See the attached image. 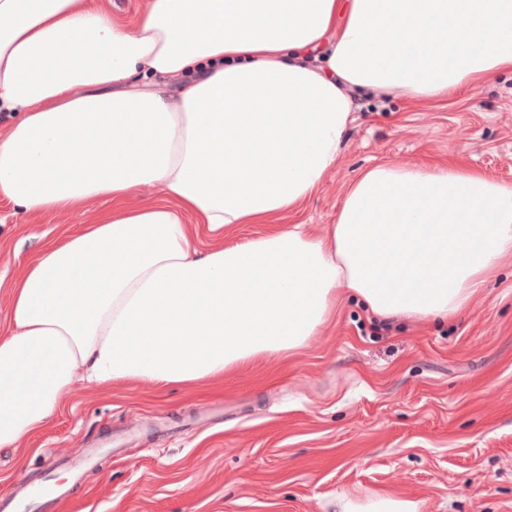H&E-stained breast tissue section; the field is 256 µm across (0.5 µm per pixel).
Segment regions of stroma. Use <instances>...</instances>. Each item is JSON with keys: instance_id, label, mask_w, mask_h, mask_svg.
<instances>
[{"instance_id": "1", "label": "stroma", "mask_w": 512, "mask_h": 512, "mask_svg": "<svg viewBox=\"0 0 512 512\" xmlns=\"http://www.w3.org/2000/svg\"><path fill=\"white\" fill-rule=\"evenodd\" d=\"M336 165L294 212L238 224L230 244L292 224L335 223L349 184L377 163L452 159L512 183V72L447 103L356 95ZM112 202L31 214L0 201V336L10 288L45 249ZM375 316L343 297L301 349L192 386L77 380L19 447H0V507L23 479H52L63 512H337L380 496L418 512H512V254L453 318ZM121 442L81 478L52 458Z\"/></svg>"}]
</instances>
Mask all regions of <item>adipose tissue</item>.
Listing matches in <instances>:
<instances>
[{"label": "adipose tissue", "instance_id": "ef3b65f1", "mask_svg": "<svg viewBox=\"0 0 512 512\" xmlns=\"http://www.w3.org/2000/svg\"><path fill=\"white\" fill-rule=\"evenodd\" d=\"M512 71V0H0V200L109 198L11 290L0 447L77 374L191 384L304 346L342 294L450 318L512 253V185L452 161L365 169L335 224L224 244L296 209L336 165L360 91L440 103ZM181 75L177 91L138 79ZM164 199L136 207L141 187ZM205 225L215 243L188 230Z\"/></svg>", "mask_w": 512, "mask_h": 512}]
</instances>
